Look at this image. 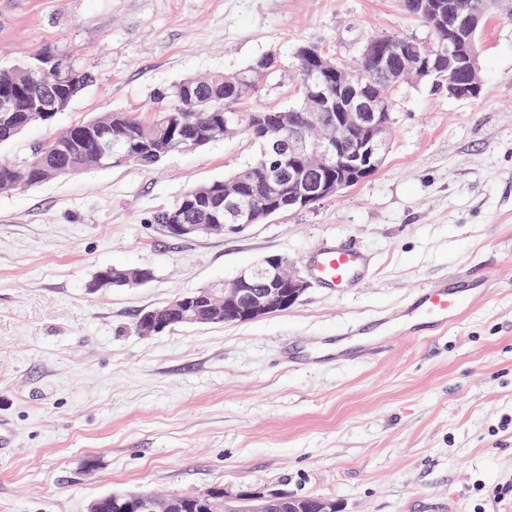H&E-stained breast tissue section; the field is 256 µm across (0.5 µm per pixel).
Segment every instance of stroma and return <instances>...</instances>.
I'll return each mask as SVG.
<instances>
[{
  "label": "stroma",
  "instance_id": "1",
  "mask_svg": "<svg viewBox=\"0 0 512 512\" xmlns=\"http://www.w3.org/2000/svg\"><path fill=\"white\" fill-rule=\"evenodd\" d=\"M375 33L423 40L403 0H0V65L68 55L92 81L55 127L126 112L191 75L273 51L251 105L297 100L296 48L350 61ZM473 99L428 83L392 95L382 166L314 208L231 235L166 236L153 214L252 162L243 137L144 168H88L0 191V512H87L117 490L281 489L339 512H512V19L480 32ZM374 261L362 287L310 285L246 323L139 335L141 313L269 255L297 270L323 242ZM104 267L147 268L97 288ZM491 285L447 332L307 369L320 346L448 278Z\"/></svg>",
  "mask_w": 512,
  "mask_h": 512
}]
</instances>
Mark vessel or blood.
<instances>
[{"instance_id": "obj_1", "label": "vessel or blood", "mask_w": 512, "mask_h": 512, "mask_svg": "<svg viewBox=\"0 0 512 512\" xmlns=\"http://www.w3.org/2000/svg\"><path fill=\"white\" fill-rule=\"evenodd\" d=\"M306 268L321 288L330 291L361 287L372 273L364 251L333 240L326 241L307 258ZM486 285V280L478 277L451 278L437 286L419 289L392 316L370 329H352L318 349L305 343L289 345L286 361L292 367L343 362L379 353L389 336L413 337L426 331H446L484 293Z\"/></svg>"}]
</instances>
